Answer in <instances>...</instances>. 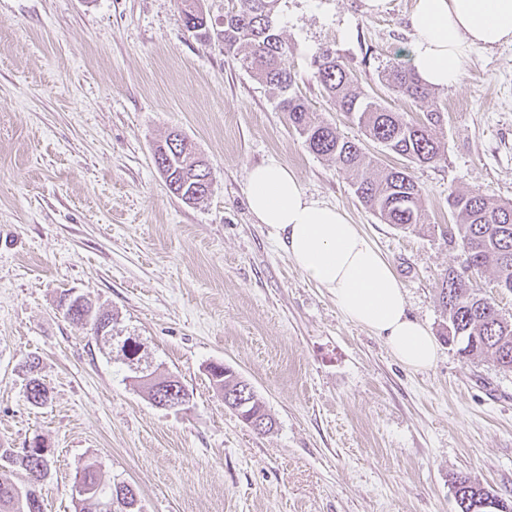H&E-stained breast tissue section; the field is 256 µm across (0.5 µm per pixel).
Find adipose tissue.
Here are the masks:
<instances>
[{
  "mask_svg": "<svg viewBox=\"0 0 512 512\" xmlns=\"http://www.w3.org/2000/svg\"><path fill=\"white\" fill-rule=\"evenodd\" d=\"M409 29L413 68L427 85L447 87L460 82L477 50L512 43V0H414ZM247 203L348 320L383 336L404 366L435 364L438 345L428 327L408 315L391 264L340 210L308 197L275 159L249 171Z\"/></svg>",
  "mask_w": 512,
  "mask_h": 512,
  "instance_id": "ef3b65f1",
  "label": "adipose tissue"
}]
</instances>
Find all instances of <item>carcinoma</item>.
I'll use <instances>...</instances> for the list:
<instances>
[{
  "label": "carcinoma",
  "instance_id": "carcinoma-1",
  "mask_svg": "<svg viewBox=\"0 0 512 512\" xmlns=\"http://www.w3.org/2000/svg\"><path fill=\"white\" fill-rule=\"evenodd\" d=\"M279 0H236L224 12V29L218 36L224 51L239 57L257 82L277 98L276 106L288 114V120L303 139L307 149L327 157L353 173L352 186L358 200L379 215L386 224L399 229L424 227L429 223L422 206V188L406 167H380L365 151L363 139L381 144L389 153L413 164H430L440 159L437 129L442 112L432 109L424 120L411 122L379 101L363 94L353 72L336 53L326 48L315 56L313 76L321 86L330 108L343 113L361 137L341 134L332 125L316 117L308 103L295 90V75L288 66L290 47L278 22ZM186 27L207 30L204 12L184 5ZM383 84L394 94L413 102H425L433 95L413 69L392 64L381 72ZM155 163L166 178L170 191L187 202L204 198L200 178L212 176L209 165L201 159L193 144L178 131L171 132L165 143L157 146ZM448 208L454 224L442 232L446 242L464 256V265L450 268L441 277L439 301L452 335L446 342L463 344L467 356L490 359L499 370L512 373V320L505 318L489 297L470 287L469 272L491 268L496 283L512 285V204L501 203L486 193H448ZM211 380L224 394V405L231 408L245 394L243 423L257 414L267 415L264 403L246 387L249 382L232 369L217 364L210 369ZM27 400L34 407L49 398L46 385L36 376L26 386ZM0 461L25 471L27 483L18 486L0 482V512H43L33 482L47 476L51 468V450L44 445L16 452L0 448ZM457 512H491L500 508L496 494L465 474L451 479ZM75 491L80 512H139L137 494L127 495L119 486L107 490L93 463L83 466Z\"/></svg>",
  "mask_w": 512,
  "mask_h": 512
}]
</instances>
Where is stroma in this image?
Returning <instances> with one entry per match:
<instances>
[{
  "mask_svg": "<svg viewBox=\"0 0 512 512\" xmlns=\"http://www.w3.org/2000/svg\"><path fill=\"white\" fill-rule=\"evenodd\" d=\"M227 2L202 0L203 36L180 0H0V448H50L44 512H76L88 461L104 485H132L141 512H456L458 473L512 506V374L445 343L432 368L407 369L250 213L248 173L277 159L358 225L409 314L439 333L437 288L460 251L381 221L347 171L303 146L217 38ZM412 7L280 0L278 17L298 94L341 133L354 129L313 77L323 48L405 118L442 110L441 160L407 167L446 226L449 191L512 201V44L476 51L430 102L395 97L379 74L409 62ZM174 129L211 167L195 203L154 162ZM68 292L112 313V344L65 318ZM129 336L189 405L149 401L116 353ZM29 360L49 389L39 408ZM217 362L251 383L270 432L225 407L207 372Z\"/></svg>",
  "mask_w": 512,
  "mask_h": 512,
  "instance_id": "stroma-1",
  "label": "stroma"
}]
</instances>
